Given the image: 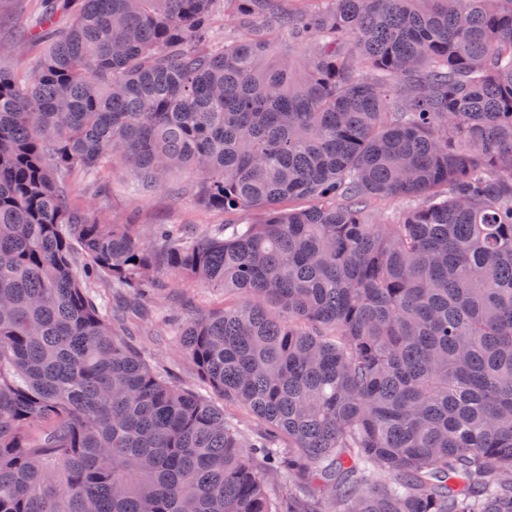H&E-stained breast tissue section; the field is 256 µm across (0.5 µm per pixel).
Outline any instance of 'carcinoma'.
<instances>
[{"label":"carcinoma","mask_w":512,"mask_h":512,"mask_svg":"<svg viewBox=\"0 0 512 512\" xmlns=\"http://www.w3.org/2000/svg\"><path fill=\"white\" fill-rule=\"evenodd\" d=\"M281 2L44 0L0 68V512H512V0ZM116 163L260 219L112 224L65 179ZM161 271L243 298L181 346L260 437L80 279Z\"/></svg>","instance_id":"obj_1"}]
</instances>
